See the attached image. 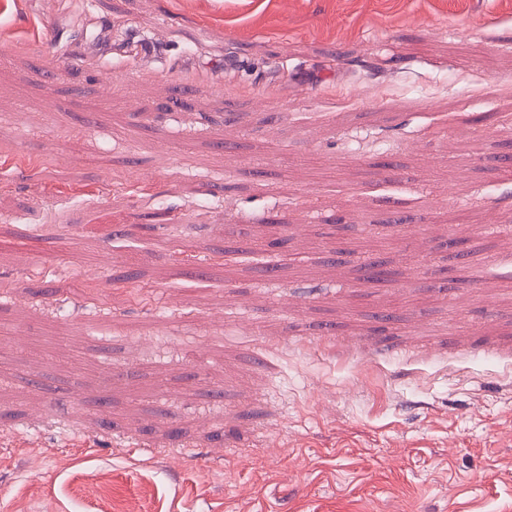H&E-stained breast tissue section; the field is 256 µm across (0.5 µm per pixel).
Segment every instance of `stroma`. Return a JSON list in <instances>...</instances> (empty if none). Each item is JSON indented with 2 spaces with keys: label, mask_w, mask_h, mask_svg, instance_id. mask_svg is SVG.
<instances>
[{
  "label": "stroma",
  "mask_w": 512,
  "mask_h": 512,
  "mask_svg": "<svg viewBox=\"0 0 512 512\" xmlns=\"http://www.w3.org/2000/svg\"><path fill=\"white\" fill-rule=\"evenodd\" d=\"M0 48V512H512V0H0Z\"/></svg>",
  "instance_id": "obj_1"
}]
</instances>
